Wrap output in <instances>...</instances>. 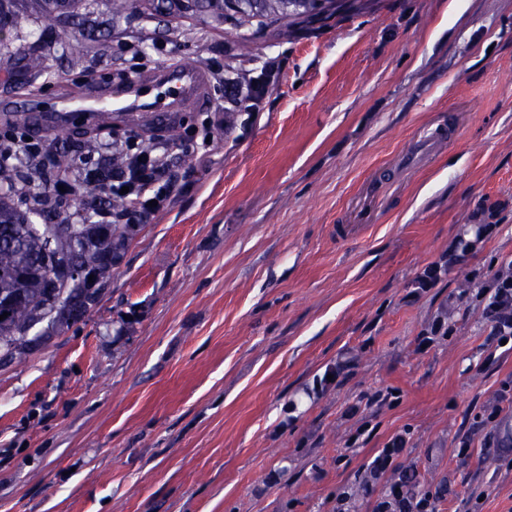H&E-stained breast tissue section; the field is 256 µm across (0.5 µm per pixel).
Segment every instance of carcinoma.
Here are the masks:
<instances>
[{
  "mask_svg": "<svg viewBox=\"0 0 512 512\" xmlns=\"http://www.w3.org/2000/svg\"><path fill=\"white\" fill-rule=\"evenodd\" d=\"M156 11L168 14H204L237 31L243 47L272 23L288 19L316 22L341 11L344 0H194L189 8L183 0H147ZM83 0H0V33L18 30L30 16L51 26L80 16ZM72 158L56 149L41 156L43 172L58 176L69 170ZM64 207L52 203L39 212L44 224L29 222L13 191V173L0 167V364L21 363L30 353L34 339L29 331L47 322V328L62 330L80 321L100 302L103 286L112 276L121 255L128 249L135 224H53ZM492 229L490 224H466L440 269L451 271L467 263ZM80 272L70 280L61 279L53 258ZM438 269V270H440ZM438 270L428 269L418 281L422 288L439 278ZM94 276L99 287L87 282ZM461 296L482 308L485 319L498 327L512 324V263L470 270ZM392 483L411 499L428 497L433 502L442 492L425 489L415 467L392 469Z\"/></svg>",
  "mask_w": 512,
  "mask_h": 512,
  "instance_id": "obj_1",
  "label": "carcinoma"
}]
</instances>
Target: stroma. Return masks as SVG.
Here are the masks:
<instances>
[{"mask_svg":"<svg viewBox=\"0 0 512 512\" xmlns=\"http://www.w3.org/2000/svg\"><path fill=\"white\" fill-rule=\"evenodd\" d=\"M86 4L79 53L68 23L0 36V101L119 79L122 37L144 30L152 70H273L231 133L208 128L214 84L172 126L94 132L167 146L176 186L98 306L0 365V512H336L399 436L393 463L444 488L437 512H512V457L485 420L512 421V340L459 290L512 261V0H352L247 49L213 22ZM452 123L455 140L430 139ZM477 223L492 230L466 268L418 287ZM451 304L452 334L431 335Z\"/></svg>","mask_w":512,"mask_h":512,"instance_id":"1","label":"stroma"}]
</instances>
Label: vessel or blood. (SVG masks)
<instances>
[{
	"label": "vessel or blood",
	"instance_id": "b4317fda",
	"mask_svg": "<svg viewBox=\"0 0 512 512\" xmlns=\"http://www.w3.org/2000/svg\"><path fill=\"white\" fill-rule=\"evenodd\" d=\"M204 85L199 67H160L147 77L114 82L106 93L82 101H55L52 117L42 120L39 129L49 134L63 130L65 119L73 114L94 118L102 112H150L157 124L165 125L172 113L202 101Z\"/></svg>",
	"mask_w": 512,
	"mask_h": 512
}]
</instances>
